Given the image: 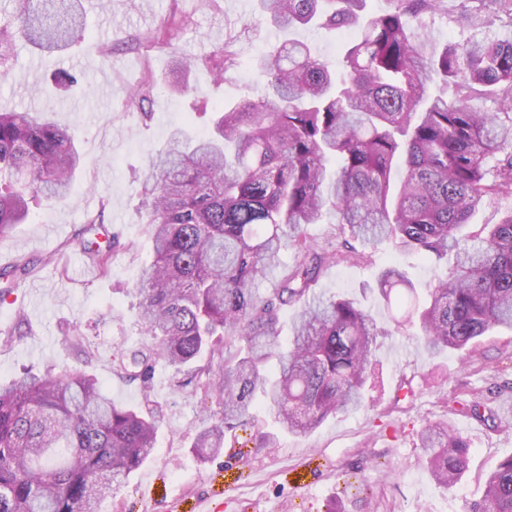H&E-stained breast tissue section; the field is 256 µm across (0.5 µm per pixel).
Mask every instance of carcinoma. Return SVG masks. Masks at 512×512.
I'll return each instance as SVG.
<instances>
[{
    "instance_id": "1",
    "label": "carcinoma",
    "mask_w": 512,
    "mask_h": 512,
    "mask_svg": "<svg viewBox=\"0 0 512 512\" xmlns=\"http://www.w3.org/2000/svg\"><path fill=\"white\" fill-rule=\"evenodd\" d=\"M79 2L15 0L13 32L0 28V71L17 33L47 52L84 39ZM392 3L369 14L366 0H258L283 29L355 25L359 35L334 66L295 39L256 58L258 99L216 110L198 138L173 131L151 158L142 209L154 260L138 309L154 343L114 358L117 375L141 382L143 402L117 405L95 375L67 367L0 384V512H99L154 452L158 366L221 409L192 441L204 460L259 402L295 436L358 408L376 363V319L315 285L328 267L369 262L367 248L384 241L435 267L453 256L422 293L394 266L375 281L397 326L419 322L427 352L512 330V207L485 233L462 234L484 201L512 200V0H459L466 28L501 32L440 50L412 27L438 0ZM237 58L228 45L208 58L215 81ZM474 96L491 108L472 111ZM80 164L74 137L47 116L0 112V236L31 208L64 199ZM325 222L336 242L320 247L307 229ZM102 224L101 209L76 246L106 275L112 240L90 239ZM288 250L294 263L277 278ZM30 271L29 261L0 269L1 303ZM292 306L284 343L280 313ZM452 404L505 420L480 401ZM419 442L431 477L455 486L469 465L466 439L435 421ZM471 512H512V456Z\"/></svg>"
}]
</instances>
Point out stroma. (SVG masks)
Returning <instances> with one entry per match:
<instances>
[{"mask_svg":"<svg viewBox=\"0 0 512 512\" xmlns=\"http://www.w3.org/2000/svg\"><path fill=\"white\" fill-rule=\"evenodd\" d=\"M86 32L62 52L45 53L17 41L9 73L0 77V111H49L71 129L83 156L64 201L35 210L29 219L0 236V256L28 260L36 272L0 303V382L24 369L53 365L86 367L113 401L137 406L140 382L118 377L114 357L150 345L137 320L135 291L149 264L152 241L138 213L142 182L152 154L179 127L200 135L197 110L255 98L252 61L279 42L298 39L337 61L356 29L279 30L246 0H82ZM454 0L424 17L414 28L436 45L463 37ZM173 22L169 45L141 55L126 40ZM231 44L240 63L222 83L204 66L186 71L188 56H204ZM81 73L85 84H55L58 70ZM154 74L149 102L133 90L144 70ZM188 90H171L175 78ZM104 212L114 235L112 265L100 274L73 246L88 217ZM371 266H337L320 278L319 289L365 297L379 326L376 365L360 409L327 419L311 435L280 431L265 408L247 424L227 432L222 453L201 461L191 449L203 417L220 409L201 393L174 389L171 372L158 368L151 393L161 405L156 448L101 512H326L336 500L343 512H470L487 475L512 456V428L460 415L449 416L451 398L474 396L493 407L512 403V332L498 329L481 337L473 352H426L419 326H391L375 295H363L387 266L405 268L416 286L432 275L430 264L383 243ZM87 326L94 355L83 363L68 338ZM410 381L411 397L399 386ZM451 418L469 444V468L451 489L438 486L424 467L418 434L430 421Z\"/></svg>","mask_w":512,"mask_h":512,"instance_id":"obj_1","label":"stroma"}]
</instances>
